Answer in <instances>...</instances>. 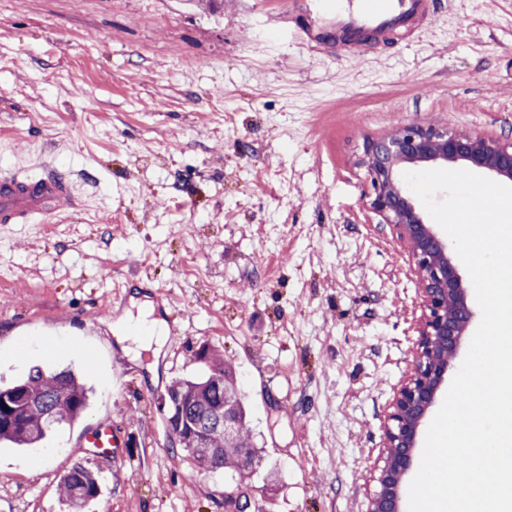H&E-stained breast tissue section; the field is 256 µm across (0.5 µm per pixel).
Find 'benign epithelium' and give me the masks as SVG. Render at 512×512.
<instances>
[{
    "mask_svg": "<svg viewBox=\"0 0 512 512\" xmlns=\"http://www.w3.org/2000/svg\"><path fill=\"white\" fill-rule=\"evenodd\" d=\"M359 163L366 170L369 206L408 247L420 290L411 369L388 404L383 465L373 471L376 488L367 507V512H403L402 482L416 462L420 428L455 368L475 311L453 247L428 224L405 188L402 172L410 165L459 164L512 183V141L446 125H409L390 135L365 139ZM248 477L246 470L233 479V491L224 493V512H246Z\"/></svg>",
    "mask_w": 512,
    "mask_h": 512,
    "instance_id": "obj_1",
    "label": "benign epithelium"
}]
</instances>
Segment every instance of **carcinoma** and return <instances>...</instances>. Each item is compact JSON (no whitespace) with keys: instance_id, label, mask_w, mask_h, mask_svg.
Segmentation results:
<instances>
[{"instance_id":"1","label":"carcinoma","mask_w":512,"mask_h":512,"mask_svg":"<svg viewBox=\"0 0 512 512\" xmlns=\"http://www.w3.org/2000/svg\"><path fill=\"white\" fill-rule=\"evenodd\" d=\"M195 359L204 372L191 378H179L161 396L159 409L166 425L185 456L211 473L230 476L259 467L261 456L247 420L243 395L232 369L207 345L199 347ZM15 402L12 419L0 420V441L34 448L55 425L71 423L87 407V392L69 371L38 370L11 386L0 387V400ZM234 408L239 425L229 436L224 432V405ZM62 491L73 512L99 495L96 475L78 466L62 479Z\"/></svg>"}]
</instances>
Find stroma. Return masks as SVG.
<instances>
[{
	"label": "stroma",
	"instance_id": "obj_1",
	"mask_svg": "<svg viewBox=\"0 0 512 512\" xmlns=\"http://www.w3.org/2000/svg\"><path fill=\"white\" fill-rule=\"evenodd\" d=\"M414 33L309 47L297 0H0V170L74 175L77 205L0 224V382L73 370L89 406L43 448L0 443V512H224L158 400L206 345L245 394L263 512H366L419 285L363 200L367 136L448 125L512 140V0H440ZM146 288L158 382L110 322ZM120 445H84L93 426ZM62 491L69 508L81 512L84 506L99 495L96 475L90 469L78 466L62 479Z\"/></svg>",
	"mask_w": 512,
	"mask_h": 512
}]
</instances>
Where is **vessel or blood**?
Instances as JSON below:
<instances>
[{"label":"vessel or blood","instance_id":"obj_1","mask_svg":"<svg viewBox=\"0 0 512 512\" xmlns=\"http://www.w3.org/2000/svg\"><path fill=\"white\" fill-rule=\"evenodd\" d=\"M434 0H300L294 23L309 46H357L369 36L408 33L434 12ZM75 204L70 175L52 168L32 175L0 172V224H43Z\"/></svg>","mask_w":512,"mask_h":512}]
</instances>
